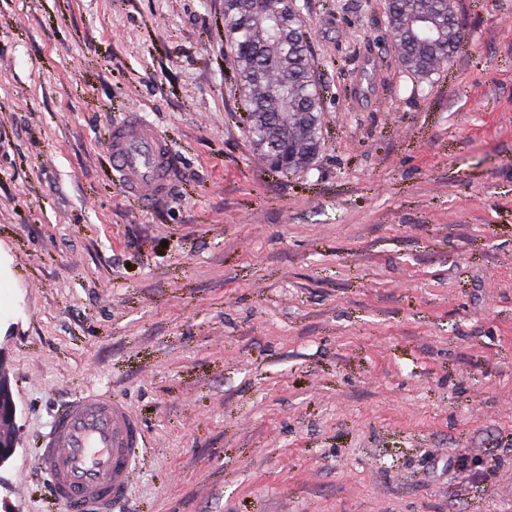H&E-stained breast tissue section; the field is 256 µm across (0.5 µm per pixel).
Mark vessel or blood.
<instances>
[{
	"instance_id": "obj_1",
	"label": "vessel or blood",
	"mask_w": 512,
	"mask_h": 512,
	"mask_svg": "<svg viewBox=\"0 0 512 512\" xmlns=\"http://www.w3.org/2000/svg\"><path fill=\"white\" fill-rule=\"evenodd\" d=\"M106 147L127 194L146 202L168 191L173 154L152 124L127 119L110 130ZM144 447L142 426L129 408L89 391L58 410L35 463L61 512H114L128 496Z\"/></svg>"
}]
</instances>
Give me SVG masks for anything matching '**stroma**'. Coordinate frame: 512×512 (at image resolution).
Masks as SVG:
<instances>
[{
	"mask_svg": "<svg viewBox=\"0 0 512 512\" xmlns=\"http://www.w3.org/2000/svg\"><path fill=\"white\" fill-rule=\"evenodd\" d=\"M304 3L321 147L280 177L224 0H0L10 512H59L33 457L86 389L144 429L121 512H512V0H455L426 79L386 0ZM133 115L176 161L150 204ZM106 147L127 194L146 202L168 191L173 154L152 124L127 119L110 130Z\"/></svg>",
	"mask_w": 512,
	"mask_h": 512,
	"instance_id": "35a3bbf8",
	"label": "stroma"
}]
</instances>
